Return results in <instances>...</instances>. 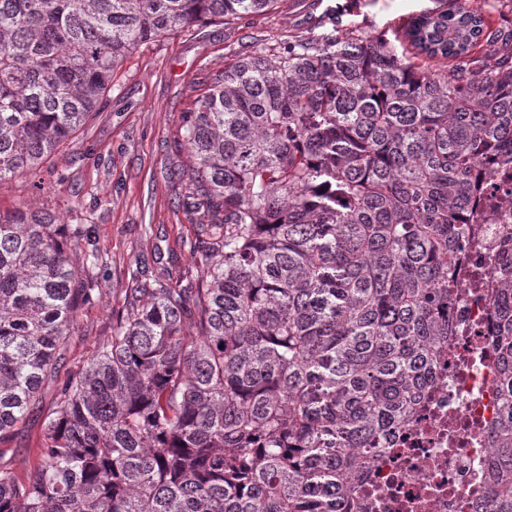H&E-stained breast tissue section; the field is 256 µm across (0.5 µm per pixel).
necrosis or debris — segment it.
I'll return each mask as SVG.
<instances>
[{"instance_id": "obj_1", "label": "necrosis or debris", "mask_w": 512, "mask_h": 512, "mask_svg": "<svg viewBox=\"0 0 512 512\" xmlns=\"http://www.w3.org/2000/svg\"><path fill=\"white\" fill-rule=\"evenodd\" d=\"M494 224L474 225L478 245L448 272L453 291L448 346L432 384L392 448L366 469L350 512H480L500 417L499 369L492 344L494 297L512 242V208L485 196Z\"/></svg>"}]
</instances>
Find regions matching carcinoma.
Listing matches in <instances>:
<instances>
[{
	"label": "carcinoma",
	"instance_id": "1",
	"mask_svg": "<svg viewBox=\"0 0 512 512\" xmlns=\"http://www.w3.org/2000/svg\"><path fill=\"white\" fill-rule=\"evenodd\" d=\"M278 0H0V181L66 144L140 44ZM409 17L434 70L356 25L275 39L185 115L200 273L135 269L0 512H347L448 343V267L512 169V59L467 0ZM89 227L0 212V441L68 338ZM502 416L482 512H512V277L495 299Z\"/></svg>",
	"mask_w": 512,
	"mask_h": 512
}]
</instances>
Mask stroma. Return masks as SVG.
<instances>
[{"label":"stroma","instance_id":"stroma-1","mask_svg":"<svg viewBox=\"0 0 512 512\" xmlns=\"http://www.w3.org/2000/svg\"><path fill=\"white\" fill-rule=\"evenodd\" d=\"M438 0H281L275 12L192 28L140 45L112 74V87L69 144L37 178L0 182V211H46L63 224L94 231L98 283L80 301L68 345L38 400L15 432L0 443V466L28 479L40 464L43 421L72 374L112 337V319L124 305L130 272L151 276L198 271L191 252L199 214L179 205L189 191L194 155L182 145L183 118L211 77L268 40L298 35L334 15L360 21L366 36L394 38L412 14Z\"/></svg>","mask_w":512,"mask_h":512}]
</instances>
